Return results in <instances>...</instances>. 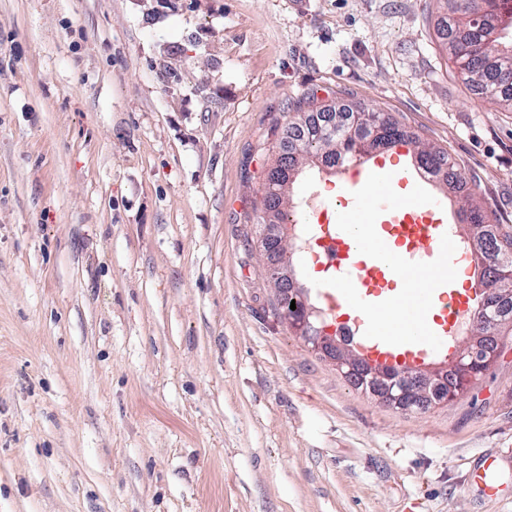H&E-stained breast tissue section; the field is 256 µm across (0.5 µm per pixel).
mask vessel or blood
Listing matches in <instances>:
<instances>
[{"label": "vessel or blood", "instance_id": "obj_1", "mask_svg": "<svg viewBox=\"0 0 512 512\" xmlns=\"http://www.w3.org/2000/svg\"><path fill=\"white\" fill-rule=\"evenodd\" d=\"M383 171L384 166L379 162L368 164L361 161L355 166L342 168L340 174L345 189L339 199L340 211L353 208V193L365 184L369 174ZM455 220V214L448 210L447 198L441 196L433 205L406 206L383 212L375 228L392 252L410 261L430 262L438 257L441 237ZM316 230L334 274L349 275L364 301L378 303L396 295V275L386 263L361 254L354 239L338 225L320 224ZM470 310L466 296L455 290L448 292L446 301L433 303L427 322L442 341L436 351L424 344L390 345L365 337L367 323L357 316L347 318L346 323L353 329L356 347L370 362L411 369L426 364L434 354L451 355L454 351L452 338ZM499 474L497 458L487 455L473 470L472 479L486 495L496 497L501 492Z\"/></svg>", "mask_w": 512, "mask_h": 512}]
</instances>
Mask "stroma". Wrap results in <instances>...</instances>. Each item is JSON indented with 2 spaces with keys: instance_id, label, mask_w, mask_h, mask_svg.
<instances>
[{
  "instance_id": "obj_1",
  "label": "stroma",
  "mask_w": 512,
  "mask_h": 512,
  "mask_svg": "<svg viewBox=\"0 0 512 512\" xmlns=\"http://www.w3.org/2000/svg\"><path fill=\"white\" fill-rule=\"evenodd\" d=\"M436 0H0V512H512V326L404 412L315 355L256 247L299 103L391 113L512 231V112ZM499 457L503 491L470 473Z\"/></svg>"
}]
</instances>
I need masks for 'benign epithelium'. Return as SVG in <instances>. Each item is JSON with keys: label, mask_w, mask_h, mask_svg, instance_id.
Here are the masks:
<instances>
[{"label": "benign epithelium", "mask_w": 512, "mask_h": 512, "mask_svg": "<svg viewBox=\"0 0 512 512\" xmlns=\"http://www.w3.org/2000/svg\"><path fill=\"white\" fill-rule=\"evenodd\" d=\"M304 241L296 228L286 224H263L256 241L259 251L271 255L268 244ZM482 300L479 311L473 318L465 319L469 328L477 325L487 327L497 324V319L507 315L502 297L507 289L498 287L492 275L482 274ZM292 331L311 344L313 352L331 360L346 379L362 386L383 403L413 411L426 406H439L452 402L464 395L477 379L478 372L486 371L494 362L497 350L490 345L491 336L484 331L468 332L465 346H455L452 355L439 362L411 370L391 367H377L367 358H358L346 353L349 344L324 328H316L311 321L315 311L303 305L290 312H284Z\"/></svg>", "instance_id": "1"}]
</instances>
